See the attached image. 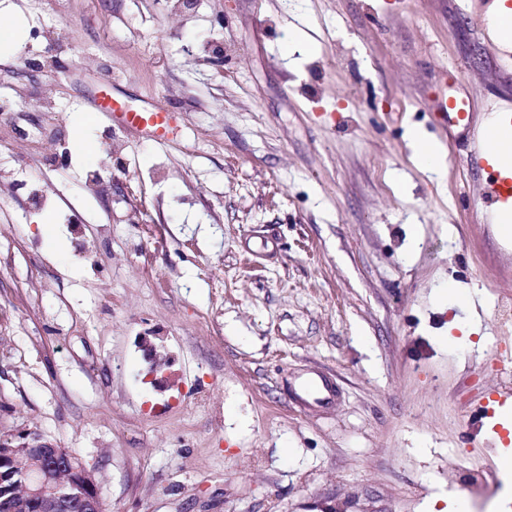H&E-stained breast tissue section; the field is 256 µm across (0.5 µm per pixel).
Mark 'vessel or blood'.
Masks as SVG:
<instances>
[{
    "label": "vessel or blood",
    "mask_w": 512,
    "mask_h": 512,
    "mask_svg": "<svg viewBox=\"0 0 512 512\" xmlns=\"http://www.w3.org/2000/svg\"><path fill=\"white\" fill-rule=\"evenodd\" d=\"M485 14L497 20V27L486 34L497 54L512 64V0H484ZM448 124L473 132L475 144L466 157L469 168L484 171L488 180L473 199L474 208L484 223L496 225L501 240L512 242V106L493 113L486 130H476L471 106L466 97L456 96L444 102ZM497 140L496 149L485 148L488 137Z\"/></svg>",
    "instance_id": "obj_1"
}]
</instances>
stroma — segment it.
<instances>
[{
	"instance_id": "1",
	"label": "stroma",
	"mask_w": 512,
	"mask_h": 512,
	"mask_svg": "<svg viewBox=\"0 0 512 512\" xmlns=\"http://www.w3.org/2000/svg\"><path fill=\"white\" fill-rule=\"evenodd\" d=\"M0 22L1 435L71 449L106 512H497L469 478L512 484V244L439 108L467 95L481 126L512 99L473 0H0ZM105 85L168 140L96 112ZM415 144L414 157L420 168L434 171L442 165V154L438 151L434 141L424 137H417Z\"/></svg>"
}]
</instances>
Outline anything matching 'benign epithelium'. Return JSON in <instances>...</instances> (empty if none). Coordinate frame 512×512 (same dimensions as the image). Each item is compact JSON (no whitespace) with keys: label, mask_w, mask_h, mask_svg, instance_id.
<instances>
[{"label":"benign epithelium","mask_w":512,"mask_h":512,"mask_svg":"<svg viewBox=\"0 0 512 512\" xmlns=\"http://www.w3.org/2000/svg\"><path fill=\"white\" fill-rule=\"evenodd\" d=\"M19 439L0 438V505L6 512H104L93 469L32 431Z\"/></svg>","instance_id":"obj_1"}]
</instances>
